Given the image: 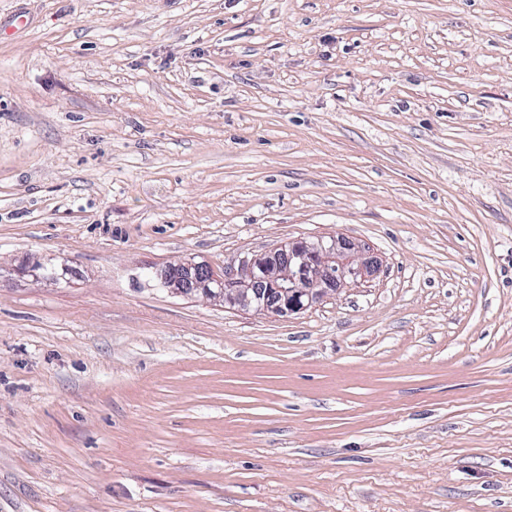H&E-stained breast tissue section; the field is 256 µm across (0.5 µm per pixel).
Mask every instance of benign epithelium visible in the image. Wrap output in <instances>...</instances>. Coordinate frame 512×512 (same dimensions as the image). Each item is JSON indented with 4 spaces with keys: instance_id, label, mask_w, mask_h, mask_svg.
<instances>
[{
    "instance_id": "1",
    "label": "benign epithelium",
    "mask_w": 512,
    "mask_h": 512,
    "mask_svg": "<svg viewBox=\"0 0 512 512\" xmlns=\"http://www.w3.org/2000/svg\"><path fill=\"white\" fill-rule=\"evenodd\" d=\"M378 257L352 240L330 236L300 239L260 254H246L218 275L192 259L145 275L176 295H201L242 311L289 317L309 309L351 283L380 271Z\"/></svg>"
}]
</instances>
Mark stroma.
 I'll return each instance as SVG.
<instances>
[{"instance_id":"35a3bbf8","label":"stroma","mask_w":512,"mask_h":512,"mask_svg":"<svg viewBox=\"0 0 512 512\" xmlns=\"http://www.w3.org/2000/svg\"><path fill=\"white\" fill-rule=\"evenodd\" d=\"M0 512H512V0H0ZM381 261L352 240L330 236L300 239L264 253L246 254L237 267L215 274L204 262L188 260L146 273L176 295H201L242 311L289 317L380 271Z\"/></svg>"}]
</instances>
